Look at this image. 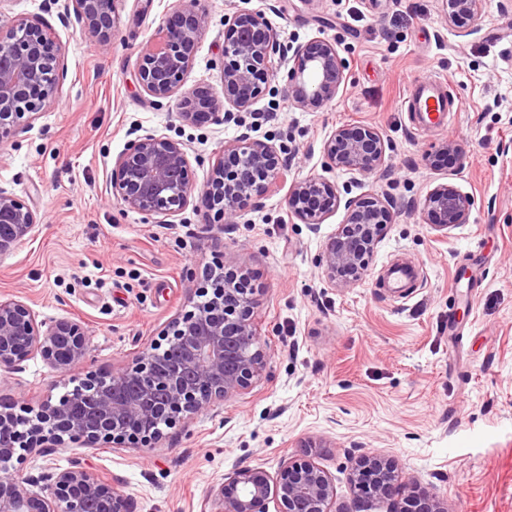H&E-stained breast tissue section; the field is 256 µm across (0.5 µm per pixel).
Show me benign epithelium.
Returning <instances> with one entry per match:
<instances>
[{
	"mask_svg": "<svg viewBox=\"0 0 512 512\" xmlns=\"http://www.w3.org/2000/svg\"><path fill=\"white\" fill-rule=\"evenodd\" d=\"M448 23L465 36L473 26L481 0H445ZM76 22L95 37L100 50H112L116 27L115 0H68L62 18ZM208 24L205 11L176 0L161 31V41L138 57L136 79L158 107L177 108L185 121L215 124L218 112H245L263 95L269 78L285 79L292 104L319 110L333 100L345 81L347 61L327 40L292 48L259 10L240 9L224 15V66L220 89L184 87L200 33ZM60 49L36 18H18L0 26V143L21 123L36 119L56 98ZM387 140L368 125L342 126L324 142L326 168L367 176L384 163ZM232 156L215 157L210 179L197 188L189 177L190 162L183 143L146 135L130 141L115 159L112 195L121 210H132L168 224L187 208L211 215L221 224H236L242 206L261 197L281 174L280 150L248 135L224 145ZM457 151L444 142L425 155L438 167L441 157ZM340 204L336 185L307 176L288 189V217L316 226ZM474 200L448 182L431 189L422 205L424 223L443 231L469 220ZM347 219L328 239L318 266L333 288L359 284L391 221L389 201L378 194L346 202ZM39 230L35 212L22 199L0 189V256L11 252ZM202 293L204 307L193 306L172 322L159 359L152 347L112 373L90 375L84 386L91 396L79 414L72 405L83 391L49 396L36 406L14 411L0 404V460L22 459L23 453L69 441L81 448L102 443L148 447L161 435L159 419L168 427L249 389L267 365V345L254 324L259 292L256 276L237 256L226 252L215 264ZM38 354L64 375L88 354L82 326L69 319L47 324L13 298H0V371H10ZM403 483L397 461L382 452L358 458L351 474L354 493L371 500H389L391 512H448L447 504L424 490L405 505L395 501ZM132 512L127 495L77 461L25 486L11 475H0V512ZM347 512L336 508V487L322 466L307 458L283 465L276 475L262 468L235 470L218 490L204 498L202 512Z\"/></svg>",
	"mask_w": 512,
	"mask_h": 512,
	"instance_id": "1",
	"label": "benign epithelium"
}]
</instances>
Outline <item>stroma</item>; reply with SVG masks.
I'll list each match as a JSON object with an SVG mask.
<instances>
[{
    "label": "stroma",
    "instance_id": "1",
    "mask_svg": "<svg viewBox=\"0 0 512 512\" xmlns=\"http://www.w3.org/2000/svg\"><path fill=\"white\" fill-rule=\"evenodd\" d=\"M174 0H118L111 52L51 0H0V21L38 18L61 49L55 103L0 143V188L36 213L39 233L0 258V296L38 320L79 321L85 362L61 375L40 355L0 373V401L20 406L60 396L106 374L151 344L198 299L203 273L234 252L258 277L255 312L269 358L262 377L232 399L164 429L152 448H45L14 463L37 477L77 460L130 498L134 512H201L204 496L242 467L277 473L311 456L347 512L358 505L356 457L383 450L407 480L399 501L427 489L448 512H512V0H482L474 35L459 36L442 0H198L208 14L186 87H219L224 16L262 10L291 45L335 42L349 68L343 89L306 112L273 79L247 112L196 126L158 108L139 87L140 52L158 36ZM435 75L462 104L447 125L413 129L402 109L411 80ZM343 125L378 128L391 143L368 176L325 171L323 144ZM153 134L181 141L196 185L227 141L247 134L275 144L288 174L219 226L186 210L170 224L120 210L114 161L127 142ZM458 148L438 168L424 162L442 142ZM328 175L339 195L385 192L392 219L363 281L325 282L317 258L345 222L338 207L318 230L288 218L296 179ZM449 182L474 199L468 223L441 233L422 202ZM414 266L392 288L388 270Z\"/></svg>",
    "mask_w": 512,
    "mask_h": 512
}]
</instances>
